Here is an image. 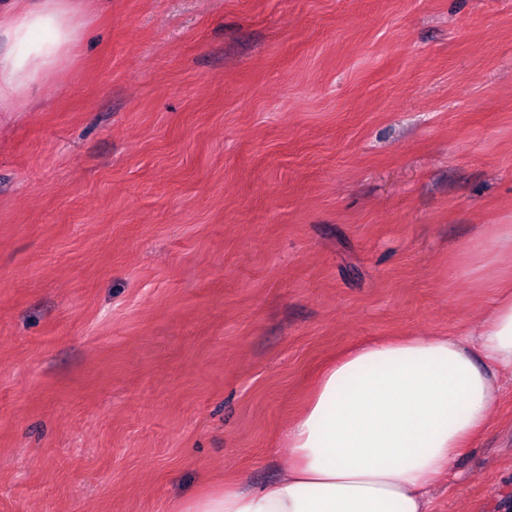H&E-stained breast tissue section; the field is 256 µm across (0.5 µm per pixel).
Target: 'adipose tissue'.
I'll use <instances>...</instances> for the list:
<instances>
[{
    "label": "adipose tissue",
    "mask_w": 512,
    "mask_h": 512,
    "mask_svg": "<svg viewBox=\"0 0 512 512\" xmlns=\"http://www.w3.org/2000/svg\"><path fill=\"white\" fill-rule=\"evenodd\" d=\"M89 20L78 0H0V112L27 106L75 56ZM497 248L462 246L461 268L494 296L468 337L355 344L319 372L285 440L291 461L259 488H210L177 512H431L430 491L487 427L512 375V224Z\"/></svg>",
    "instance_id": "adipose-tissue-1"
}]
</instances>
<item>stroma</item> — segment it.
Listing matches in <instances>:
<instances>
[{"label": "stroma", "mask_w": 512, "mask_h": 512, "mask_svg": "<svg viewBox=\"0 0 512 512\" xmlns=\"http://www.w3.org/2000/svg\"><path fill=\"white\" fill-rule=\"evenodd\" d=\"M0 112V512H170L275 481L320 367L490 302L512 0H83ZM512 512V380L432 491Z\"/></svg>", "instance_id": "1"}]
</instances>
